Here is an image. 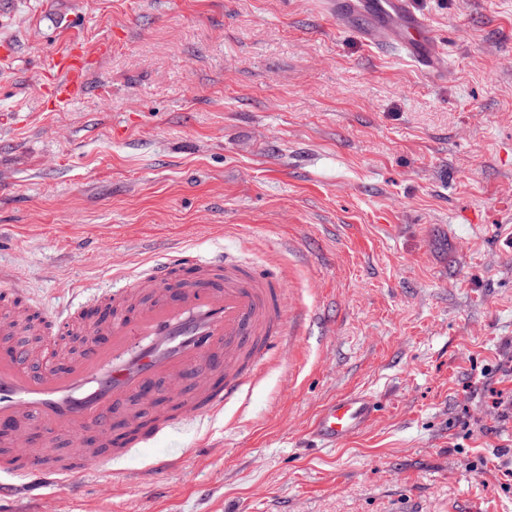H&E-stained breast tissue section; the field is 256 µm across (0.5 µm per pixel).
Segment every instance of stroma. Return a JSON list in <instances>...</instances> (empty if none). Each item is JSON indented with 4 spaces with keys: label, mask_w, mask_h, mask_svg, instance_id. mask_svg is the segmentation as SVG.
Returning <instances> with one entry per match:
<instances>
[{
    "label": "stroma",
    "mask_w": 512,
    "mask_h": 512,
    "mask_svg": "<svg viewBox=\"0 0 512 512\" xmlns=\"http://www.w3.org/2000/svg\"><path fill=\"white\" fill-rule=\"evenodd\" d=\"M331 2L0 0V287L64 314L223 251L306 314L241 401L0 512H512V0H414L433 81ZM73 38L112 51L53 112ZM373 400L365 395L346 394L329 401L318 412L313 436L327 446H338L359 434L374 419Z\"/></svg>",
    "instance_id": "35a3bbf8"
}]
</instances>
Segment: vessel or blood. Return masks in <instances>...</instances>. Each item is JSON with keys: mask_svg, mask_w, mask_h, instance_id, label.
Masks as SVG:
<instances>
[{"mask_svg": "<svg viewBox=\"0 0 512 512\" xmlns=\"http://www.w3.org/2000/svg\"><path fill=\"white\" fill-rule=\"evenodd\" d=\"M352 12L370 8L365 37L375 45L393 42L428 79L447 71L432 50L429 21L412 0H342ZM91 65L81 41L72 40L53 59L49 104L61 108L79 97ZM185 259L141 272L131 289L146 294L129 314L98 315L82 354L49 372L21 345L0 350V470L43 485L64 483L73 466H46L31 436L66 440L90 435L110 456L147 444L159 432L192 415H212L235 399L248 382L246 368L285 350L286 290L275 269H245L231 257ZM109 335L108 344L96 336ZM373 400L346 394L318 412L313 436L338 446L374 419Z\"/></svg>", "mask_w": 512, "mask_h": 512, "instance_id": "1", "label": "vessel or blood"}]
</instances>
